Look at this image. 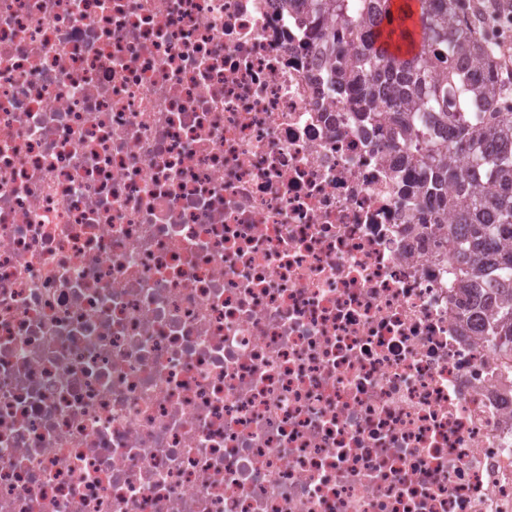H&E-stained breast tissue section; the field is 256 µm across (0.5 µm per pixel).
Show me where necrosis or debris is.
<instances>
[{
    "label": "necrosis or debris",
    "mask_w": 512,
    "mask_h": 512,
    "mask_svg": "<svg viewBox=\"0 0 512 512\" xmlns=\"http://www.w3.org/2000/svg\"><path fill=\"white\" fill-rule=\"evenodd\" d=\"M283 0H0V512H512V364Z\"/></svg>",
    "instance_id": "necrosis-or-debris-1"
}]
</instances>
